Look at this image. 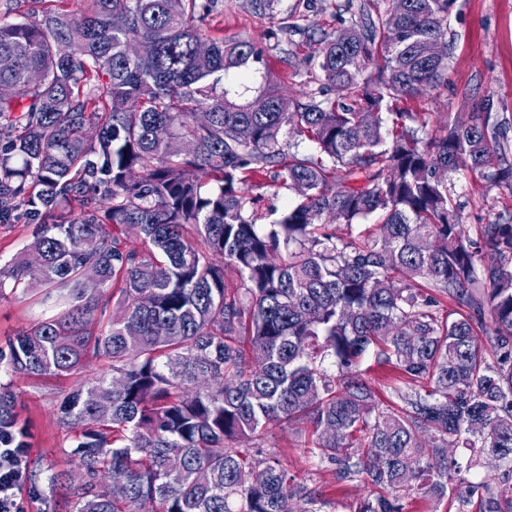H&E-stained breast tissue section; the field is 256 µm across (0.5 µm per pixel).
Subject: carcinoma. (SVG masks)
Listing matches in <instances>:
<instances>
[{
	"instance_id": "1",
	"label": "carcinoma",
	"mask_w": 512,
	"mask_h": 512,
	"mask_svg": "<svg viewBox=\"0 0 512 512\" xmlns=\"http://www.w3.org/2000/svg\"><path fill=\"white\" fill-rule=\"evenodd\" d=\"M12 2L27 9L0 24V85L16 88L0 99V224L35 225L42 262L1 264L0 296L53 288L61 310L0 343V367L107 363L59 415L81 472L49 483L70 512H323L322 492L263 451L304 423L305 456L370 489L355 512H404L415 494L512 512V219L471 239L448 185L468 171L512 200V117L489 93L439 136L418 137L411 112L390 130L382 118L386 100L444 80L434 45L456 0H389L321 35L329 106L268 80L249 95L266 59L201 30L214 0ZM285 129L319 156L286 154ZM267 173L298 202L261 226L244 194ZM368 355L387 370L384 403ZM16 402L1 386L0 443L28 448ZM489 456L495 485L476 473ZM112 470L121 497L101 480Z\"/></svg>"
}]
</instances>
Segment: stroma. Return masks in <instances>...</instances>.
<instances>
[{"label": "stroma", "instance_id": "obj_1", "mask_svg": "<svg viewBox=\"0 0 512 512\" xmlns=\"http://www.w3.org/2000/svg\"><path fill=\"white\" fill-rule=\"evenodd\" d=\"M361 0H273L268 15L260 17L246 0H216L206 20L205 32L228 39H245L262 48L269 77L288 98H301L318 88V72L308 58L316 47L309 34L334 32L357 14ZM297 25L289 38L277 37L279 23ZM452 43L448 84L424 90L416 98L388 104V111L417 112L427 121L426 134L436 133L448 114H463V96L473 98L492 91L500 98L505 112L512 114V0H457L449 21ZM454 193L464 205L462 220L471 238H478L480 227L494 221L500 206L489 205L476 175L451 177ZM53 299L41 289L18 291L0 298V340L30 327L42 314L51 311ZM98 359L87 360L82 371L67 377L15 375L0 369V384H11L17 395V411L26 422L31 437L30 466L39 469L38 490L26 505V512H64L60 492L51 490L50 469L79 472L78 457L69 453L71 439L58 424V406L64 395L83 387L103 369ZM276 452L288 469L308 474L313 486L322 491L330 505L327 512H353L365 498V485L338 484L331 472L312 469L294 431L274 430L265 443Z\"/></svg>", "mask_w": 512, "mask_h": 512}]
</instances>
